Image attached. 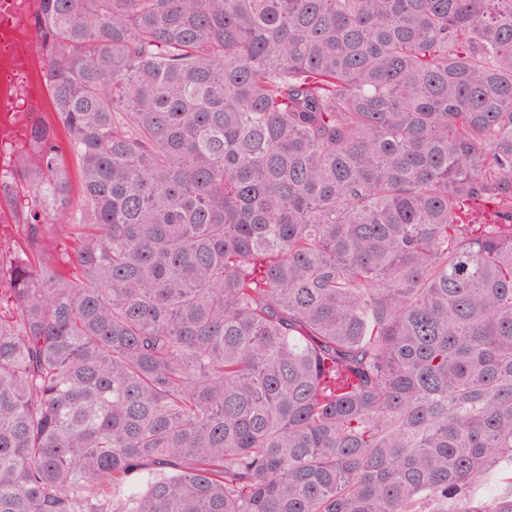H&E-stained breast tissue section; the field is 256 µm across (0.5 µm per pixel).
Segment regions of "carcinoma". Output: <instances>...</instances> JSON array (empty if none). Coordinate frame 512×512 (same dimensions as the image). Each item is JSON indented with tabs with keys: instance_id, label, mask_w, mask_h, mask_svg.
Wrapping results in <instances>:
<instances>
[{
	"instance_id": "obj_1",
	"label": "carcinoma",
	"mask_w": 512,
	"mask_h": 512,
	"mask_svg": "<svg viewBox=\"0 0 512 512\" xmlns=\"http://www.w3.org/2000/svg\"><path fill=\"white\" fill-rule=\"evenodd\" d=\"M38 2L0 512H512V0ZM508 470H512L511 462L503 463L498 469L491 472L484 482L475 489L474 493L476 496L487 500L499 496L505 489L504 480L502 478L504 473Z\"/></svg>"
}]
</instances>
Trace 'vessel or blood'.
I'll use <instances>...</instances> for the list:
<instances>
[{
    "instance_id": "obj_1",
    "label": "vessel or blood",
    "mask_w": 512,
    "mask_h": 512,
    "mask_svg": "<svg viewBox=\"0 0 512 512\" xmlns=\"http://www.w3.org/2000/svg\"><path fill=\"white\" fill-rule=\"evenodd\" d=\"M36 0H0V139L12 140L29 123L20 103L37 65L26 22Z\"/></svg>"
}]
</instances>
